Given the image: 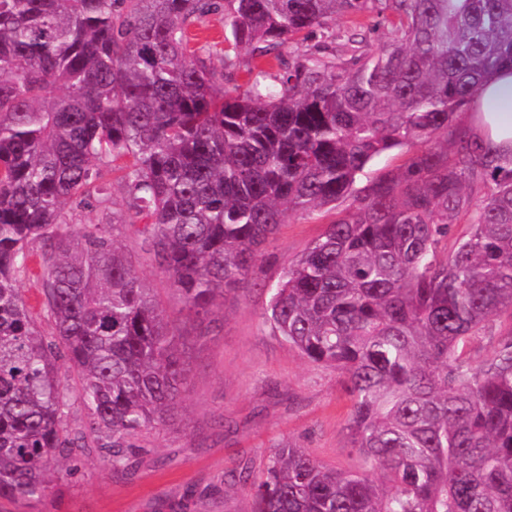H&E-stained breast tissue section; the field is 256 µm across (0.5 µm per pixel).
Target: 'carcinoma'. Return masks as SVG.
<instances>
[{
    "instance_id": "carcinoma-1",
    "label": "carcinoma",
    "mask_w": 512,
    "mask_h": 512,
    "mask_svg": "<svg viewBox=\"0 0 512 512\" xmlns=\"http://www.w3.org/2000/svg\"><path fill=\"white\" fill-rule=\"evenodd\" d=\"M216 11L231 87L188 36ZM338 14L350 53L296 50ZM504 65L512 0H0V498L42 499L51 464L88 448L122 472L131 438L181 415L186 336L118 227L146 220L202 321L294 211L329 222L263 320L339 374L365 471L284 444L239 475L252 512H512V155L462 122ZM92 206L112 222H74ZM34 260L47 333L20 288Z\"/></svg>"
}]
</instances>
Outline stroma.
Listing matches in <instances>:
<instances>
[{
  "mask_svg": "<svg viewBox=\"0 0 512 512\" xmlns=\"http://www.w3.org/2000/svg\"><path fill=\"white\" fill-rule=\"evenodd\" d=\"M323 229L288 213L259 258V286L227 295L213 313L210 336L189 354L184 420L139 434L125 471L105 469L92 448L49 472L43 499H0V512H252L239 473L258 470L288 442L329 466L360 470L335 372L309 363L262 320L268 287ZM117 238L163 308L180 318L182 297L147 260L137 226L120 227Z\"/></svg>",
  "mask_w": 512,
  "mask_h": 512,
  "instance_id": "obj_1",
  "label": "stroma"
}]
</instances>
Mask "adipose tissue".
Returning a JSON list of instances; mask_svg holds the SVG:
<instances>
[{"mask_svg":"<svg viewBox=\"0 0 512 512\" xmlns=\"http://www.w3.org/2000/svg\"><path fill=\"white\" fill-rule=\"evenodd\" d=\"M482 114L474 120L477 134L501 153L512 152V68L489 74L481 93Z\"/></svg>","mask_w":512,"mask_h":512,"instance_id":"ef3b65f1","label":"adipose tissue"}]
</instances>
